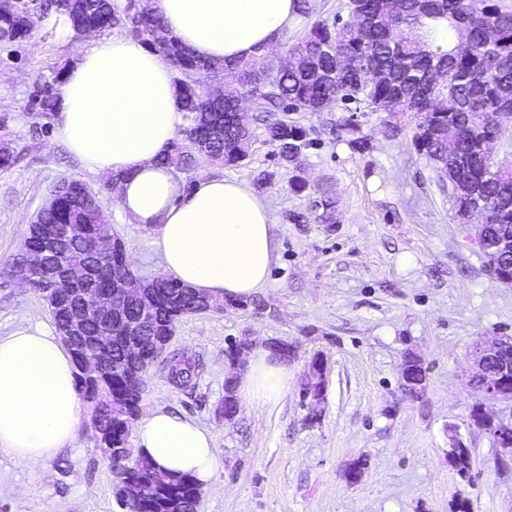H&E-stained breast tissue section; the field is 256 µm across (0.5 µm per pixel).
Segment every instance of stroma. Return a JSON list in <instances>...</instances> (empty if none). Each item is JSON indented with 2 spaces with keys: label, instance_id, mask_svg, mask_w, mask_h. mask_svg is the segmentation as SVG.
<instances>
[{
  "label": "stroma",
  "instance_id": "35a3bbf8",
  "mask_svg": "<svg viewBox=\"0 0 512 512\" xmlns=\"http://www.w3.org/2000/svg\"><path fill=\"white\" fill-rule=\"evenodd\" d=\"M309 2L310 16L265 50L264 60L286 58L312 21L333 19L344 0ZM90 45L50 16L13 57L0 59V136L18 154L0 171V337L54 324L13 267L31 220L62 179L81 180L96 193L138 276L161 273L151 230L126 221L106 175L86 170L62 143L53 115L32 109L38 84L70 69ZM243 107L255 134L247 165L201 157L179 175L188 182L233 178L267 202L275 243L268 282L242 304L182 318L167 353L188 360L191 377L174 379L167 364H156L141 408L191 416L213 432L218 462L198 512H454L460 499L468 512H512V464L500 466L494 437L470 419L478 400L470 385L475 339L512 336V287L489 272L475 225L454 220L411 130L389 136L384 113H358L360 147L337 132L336 113H295L315 143L285 166L252 98ZM325 196L336 202L332 224L321 219ZM245 339L258 350L270 341L294 345L292 382L276 407H243L228 421L221 413L225 352ZM409 349L429 375L419 401L400 386ZM317 355L328 385L321 417L309 425L300 391ZM452 428L472 452L467 481L448 464ZM361 455L368 467L350 482L347 467ZM113 479L85 419L72 447L37 465L0 450V512H123Z\"/></svg>",
  "mask_w": 512,
  "mask_h": 512
}]
</instances>
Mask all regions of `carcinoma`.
Returning <instances> with one entry per match:
<instances>
[{
    "instance_id": "obj_1",
    "label": "carcinoma",
    "mask_w": 512,
    "mask_h": 512,
    "mask_svg": "<svg viewBox=\"0 0 512 512\" xmlns=\"http://www.w3.org/2000/svg\"><path fill=\"white\" fill-rule=\"evenodd\" d=\"M346 13L354 18L318 19L288 51L290 66L280 70L275 62L259 67L253 61L224 64L193 55L168 34L150 0H9L0 5V48L26 39L31 18L55 15L79 33L93 27L104 33L118 29L159 52L175 71V85L186 125L182 138L172 141L161 153L168 161L177 153L185 166L201 155L230 166L244 164L250 157L253 131L231 124L242 92L257 104L259 121L267 142L284 165L293 162L312 145L307 129L288 120L290 112H344L336 127L352 136L359 125L356 112H382L391 107L385 127L390 136L402 131L401 119L414 121L413 142L419 155L429 162L439 186L448 192L454 216L474 207L486 206V237L495 241L512 238V168L496 163L501 151V127L512 124V111L503 114L501 103L512 101V10L499 0H347ZM447 22L448 45L432 39L437 22ZM495 29L496 42L486 45L484 33ZM349 57L353 69L337 75V62ZM208 72L213 82L205 89L194 75ZM61 84L55 77L39 91L38 111L55 112ZM454 145L448 152V144ZM96 203L63 198L56 208L41 214L44 224H63L69 244L78 247L83 230L101 220ZM127 316L146 326L142 355L144 370L158 361L154 347L175 332L185 316L204 311L202 297L176 280L155 285H131ZM90 335L97 346L71 351L74 361L81 355L106 354L111 372L95 381L77 375L85 399L94 394L111 399L102 416L108 439L101 447L125 444L127 430L137 419L145 388L142 374L128 366L125 353L112 330L95 324ZM230 367L224 383V419L238 410L236 379L242 361L227 352ZM312 378L302 389L303 398H316L326 391L324 363L310 365ZM401 386L413 400L421 399L428 387L427 369L412 352L403 356ZM127 468L114 471L118 503L134 495L147 512H197L200 489L188 475L154 479L155 466L135 456ZM448 463L456 473L469 475L471 451L462 439L449 442Z\"/></svg>"
}]
</instances>
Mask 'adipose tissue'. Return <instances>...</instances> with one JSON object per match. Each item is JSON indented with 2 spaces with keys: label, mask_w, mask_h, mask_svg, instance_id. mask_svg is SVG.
<instances>
[{
  "label": "adipose tissue",
  "mask_w": 512,
  "mask_h": 512,
  "mask_svg": "<svg viewBox=\"0 0 512 512\" xmlns=\"http://www.w3.org/2000/svg\"><path fill=\"white\" fill-rule=\"evenodd\" d=\"M165 28L195 56L251 59L298 16L296 0H153ZM183 113L164 57L130 37L94 41L69 70L56 126L90 171L118 179L117 204L150 227L167 277L218 301L265 287L274 257L268 204L237 180L193 183L159 162ZM77 369L55 330L36 324L0 337V448L34 465L71 445L84 412ZM291 376L269 352L252 353L237 381L246 405L277 406ZM135 447L162 474L208 486L217 460L210 429L158 408L134 428Z\"/></svg>",
  "instance_id": "1"
}]
</instances>
